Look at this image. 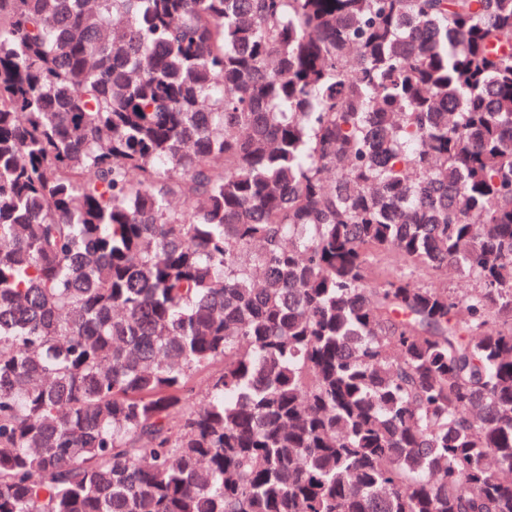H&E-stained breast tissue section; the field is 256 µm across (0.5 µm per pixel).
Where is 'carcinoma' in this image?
I'll use <instances>...</instances> for the list:
<instances>
[{
    "label": "carcinoma",
    "instance_id": "cac0c4a2",
    "mask_svg": "<svg viewBox=\"0 0 512 512\" xmlns=\"http://www.w3.org/2000/svg\"><path fill=\"white\" fill-rule=\"evenodd\" d=\"M0 512H512V0H0ZM385 262L391 267L399 268L402 272L411 273L413 280L421 286L438 285L447 281L448 289L455 292L474 288V283L471 280L457 278L451 274L444 276L431 271L414 269L409 264L400 261L394 254H388L385 257Z\"/></svg>",
    "mask_w": 512,
    "mask_h": 512
}]
</instances>
